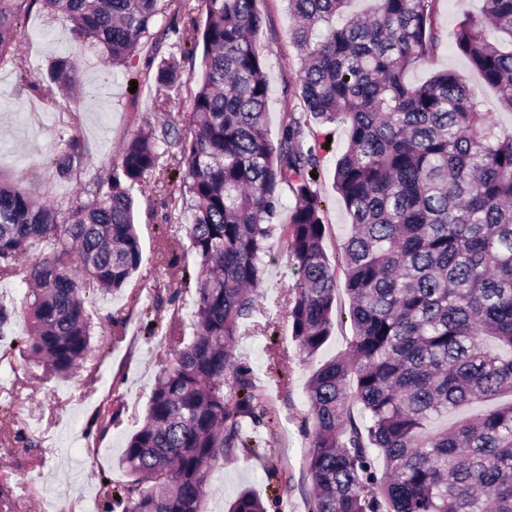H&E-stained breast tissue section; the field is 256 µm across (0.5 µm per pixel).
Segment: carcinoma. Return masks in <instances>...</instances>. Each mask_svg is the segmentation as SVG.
I'll use <instances>...</instances> for the list:
<instances>
[{
    "instance_id": "obj_1",
    "label": "carcinoma",
    "mask_w": 512,
    "mask_h": 512,
    "mask_svg": "<svg viewBox=\"0 0 512 512\" xmlns=\"http://www.w3.org/2000/svg\"><path fill=\"white\" fill-rule=\"evenodd\" d=\"M37 2L115 67L171 30L170 0H0V66H22L17 25ZM257 2L200 0L203 30L176 41L191 49L146 60L144 80L177 86L180 59L202 50L177 152L168 149L173 124L140 130L104 175L81 185L64 217L0 179V279H15L31 320L19 351L66 377L90 349L91 296L128 286L140 267L129 188L163 164L184 173L190 219L180 228L200 265L194 332L162 366L118 459L127 486L108 492L101 512H202L212 463L249 452L245 431L267 414V398L233 350L241 321L256 311L273 235L298 274L288 319L299 352L313 355L332 336L336 269L311 177L317 152L303 149L294 117L278 143L268 137ZM287 2L306 123L348 127L335 187L352 224L338 262L354 336L308 383L310 512H512V403L429 428L512 393V135L497 131L454 71L408 81L440 50L438 0H373L360 13L349 11L352 0ZM506 40L512 0H484L482 15L455 31L458 52L512 110ZM78 75L77 56L54 61L42 95L54 98ZM285 186L295 198L288 223L268 224ZM35 239L53 254L28 266ZM123 406L122 394L109 393L89 429L106 436ZM228 512L267 510L243 489Z\"/></svg>"
}]
</instances>
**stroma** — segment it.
Wrapping results in <instances>:
<instances>
[{
    "label": "stroma",
    "instance_id": "1",
    "mask_svg": "<svg viewBox=\"0 0 512 512\" xmlns=\"http://www.w3.org/2000/svg\"><path fill=\"white\" fill-rule=\"evenodd\" d=\"M263 27L257 47L265 60L269 82L267 132L278 141L287 116L305 120L306 105L285 75L300 61L288 43L292 25L284 0H260ZM483 0H439L437 22L442 39L435 60L410 72L414 82L434 71L451 69L478 93L481 111L490 113L499 130L512 134V111L504 108L495 90L461 56L453 33L459 21L480 15ZM70 22L42 7H33L19 26L18 52L22 67H0V178L32 190L43 203L68 211L80 183L103 174L115 161L120 146L145 125L161 126L167 115L152 106L168 89L154 83L134 85L135 68L143 67L145 51H138L134 69L107 68L99 53L77 51ZM79 55L77 89L65 104L42 97L52 61ZM79 113L80 126L69 133L63 123L66 107ZM75 136L81 168L60 170L65 136ZM304 146H316L320 166L316 189L327 224L325 250L336 260L351 232L350 218L335 190L336 161L346 144L342 123L310 126ZM181 177L161 168L132 187L139 204L142 263L136 278L118 293L94 299L97 311L91 350L77 374L57 378L40 364L0 361V480H8L16 506L13 512H100L106 487L123 483L115 463L142 418L157 375L169 359L170 332L180 328L191 336L190 316L174 318L169 302L179 289L182 267L196 268L188 240H177V227L186 214L173 211ZM265 257L267 270L257 290L258 313L244 322L235 347L237 363L245 365L257 385L266 389L274 428L257 426L254 453L218 461L211 476L212 491L204 512H226L242 488L260 494L267 512H309L313 485L304 458L310 438L304 425L310 415L307 385L326 361L346 354L353 337L348 318L349 298L344 277H337L336 326L331 339L316 354L299 353L288 324L287 293L296 274L279 238H271ZM119 385L125 407L104 438L86 431L91 415L112 385ZM34 440L22 448L17 433Z\"/></svg>",
    "mask_w": 512,
    "mask_h": 512
}]
</instances>
